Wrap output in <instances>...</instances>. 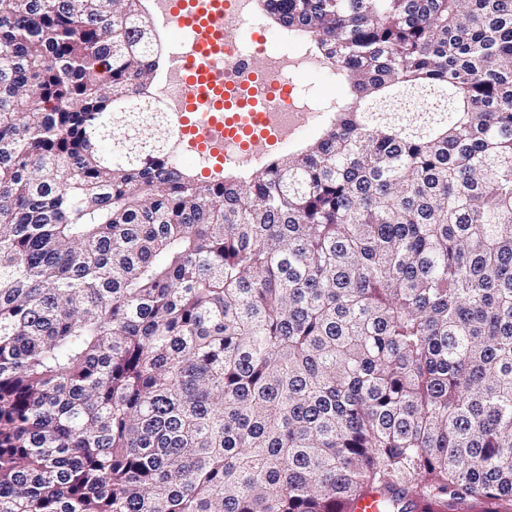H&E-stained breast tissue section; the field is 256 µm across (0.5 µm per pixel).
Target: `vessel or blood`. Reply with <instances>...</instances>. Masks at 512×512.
<instances>
[{
    "label": "vessel or blood",
    "instance_id": "1",
    "mask_svg": "<svg viewBox=\"0 0 512 512\" xmlns=\"http://www.w3.org/2000/svg\"><path fill=\"white\" fill-rule=\"evenodd\" d=\"M168 22L175 33L193 31L199 36L196 55H175L169 62L181 82V109L189 115L185 122L189 146L205 160L220 161L224 158L225 142L233 140L244 146L253 144L251 127L236 124L234 118L222 113L224 67L214 48L223 41V8L198 13L175 10L170 13ZM203 92L212 96L214 111H199L196 100Z\"/></svg>",
    "mask_w": 512,
    "mask_h": 512
}]
</instances>
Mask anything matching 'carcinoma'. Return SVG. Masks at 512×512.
I'll use <instances>...</instances> for the list:
<instances>
[{
	"instance_id": "cac0c4a2",
	"label": "carcinoma",
	"mask_w": 512,
	"mask_h": 512,
	"mask_svg": "<svg viewBox=\"0 0 512 512\" xmlns=\"http://www.w3.org/2000/svg\"><path fill=\"white\" fill-rule=\"evenodd\" d=\"M0 0V512L512 506V0H256L348 87L177 162L143 0Z\"/></svg>"
}]
</instances>
